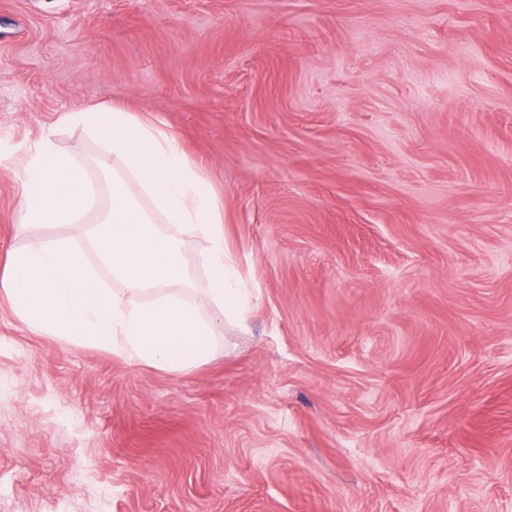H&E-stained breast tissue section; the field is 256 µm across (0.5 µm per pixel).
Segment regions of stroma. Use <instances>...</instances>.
Segmentation results:
<instances>
[{
  "mask_svg": "<svg viewBox=\"0 0 512 512\" xmlns=\"http://www.w3.org/2000/svg\"><path fill=\"white\" fill-rule=\"evenodd\" d=\"M99 103L202 163L245 325L172 374L1 295L0 512H512V0H0V270L92 251ZM45 136L81 223L20 221Z\"/></svg>",
  "mask_w": 512,
  "mask_h": 512,
  "instance_id": "1",
  "label": "stroma"
}]
</instances>
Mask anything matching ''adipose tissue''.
<instances>
[{
  "instance_id": "adipose-tissue-1",
  "label": "adipose tissue",
  "mask_w": 512,
  "mask_h": 512,
  "mask_svg": "<svg viewBox=\"0 0 512 512\" xmlns=\"http://www.w3.org/2000/svg\"><path fill=\"white\" fill-rule=\"evenodd\" d=\"M59 121L83 125L103 143L97 165L111 174L112 190L92 236L98 264L90 266L72 242L35 241L10 252L0 294L33 332L172 373L207 364L222 328L241 324L249 291L201 164L175 134L119 104L83 106ZM23 182L26 224L77 223L93 201L83 165L47 137L30 151ZM143 195L149 205L140 203ZM184 235L208 243L203 262L212 314H201L183 289L191 280ZM100 266L117 287L102 283Z\"/></svg>"
}]
</instances>
